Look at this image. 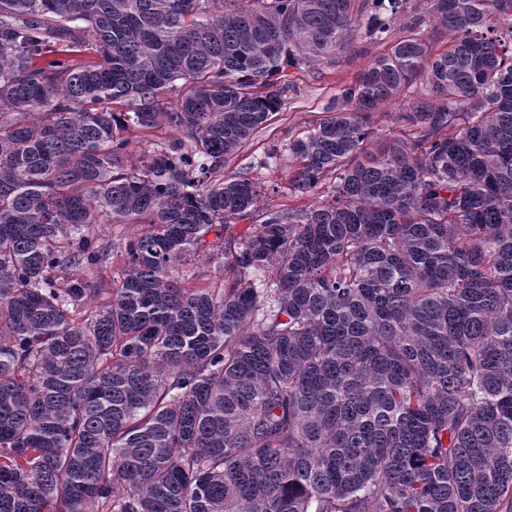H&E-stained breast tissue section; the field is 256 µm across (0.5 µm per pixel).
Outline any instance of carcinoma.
Wrapping results in <instances>:
<instances>
[{
    "label": "carcinoma",
    "mask_w": 512,
    "mask_h": 512,
    "mask_svg": "<svg viewBox=\"0 0 512 512\" xmlns=\"http://www.w3.org/2000/svg\"><path fill=\"white\" fill-rule=\"evenodd\" d=\"M352 2L0 0V512H512V0H432L440 54ZM357 26L390 49L288 145L331 198L235 231L224 156ZM423 89V85L413 84L379 108L373 116L374 128L378 137L385 138L391 135H399L400 130L404 128L400 117L402 112H405L404 108ZM173 131L164 125H161L154 129L143 130L138 128L129 129L125 133V137L129 141L127 148L128 157L125 158L124 165L129 167L131 162L135 161V158L142 154L144 151H148L155 147L153 143H161L174 137ZM98 235L105 241L113 243L112 264L108 270L107 281L110 282L113 277L125 268V257L123 247L125 243L138 233V228L134 224H99L97 227ZM223 265L222 259L210 257L207 253L200 252L188 258L178 266L176 276L181 280H186L189 285L204 286L220 282L224 276L221 270Z\"/></svg>",
    "instance_id": "1"
}]
</instances>
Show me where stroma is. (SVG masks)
Wrapping results in <instances>:
<instances>
[{
    "label": "stroma",
    "mask_w": 512,
    "mask_h": 512,
    "mask_svg": "<svg viewBox=\"0 0 512 512\" xmlns=\"http://www.w3.org/2000/svg\"><path fill=\"white\" fill-rule=\"evenodd\" d=\"M386 50L383 44H365L356 34L341 55L321 57L288 69V93L279 112L248 142L224 158L225 176L249 178L268 188L265 210L252 212L248 220L236 221V229H244L250 223H263L269 209L308 208L320 204V197L297 196L291 192L292 160L288 156V143L301 130L324 118L339 87L353 81Z\"/></svg>",
    "instance_id": "1"
}]
</instances>
